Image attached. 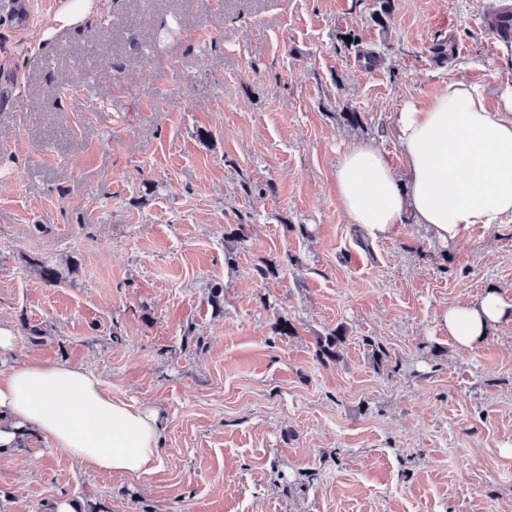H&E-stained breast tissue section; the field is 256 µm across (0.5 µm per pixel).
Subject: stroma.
<instances>
[{"label":"stroma","mask_w":512,"mask_h":512,"mask_svg":"<svg viewBox=\"0 0 512 512\" xmlns=\"http://www.w3.org/2000/svg\"><path fill=\"white\" fill-rule=\"evenodd\" d=\"M504 3L391 0L382 27L375 0H106L54 31L61 0H32L0 21V369L75 365L164 422L138 477L34 436L1 451L10 512H512V320L468 348L439 323L490 289L512 304V218L370 242L334 190L361 141L404 175L406 103L464 81L498 106L512 43L486 15ZM446 39L462 53L437 58ZM266 262L283 273L260 279ZM345 332L341 328L331 330L317 340V357L321 362L335 361L339 356L337 350L345 342Z\"/></svg>","instance_id":"obj_1"}]
</instances>
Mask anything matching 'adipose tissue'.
I'll return each mask as SVG.
<instances>
[{
  "instance_id": "ef3b65f1",
  "label": "adipose tissue",
  "mask_w": 512,
  "mask_h": 512,
  "mask_svg": "<svg viewBox=\"0 0 512 512\" xmlns=\"http://www.w3.org/2000/svg\"><path fill=\"white\" fill-rule=\"evenodd\" d=\"M395 126L406 185L377 146L352 147L339 160L336 200L350 223L374 240L409 222L423 224L448 243L474 225L512 217V86L493 109L479 86L448 83L424 106L407 103ZM510 318L512 304L490 291L478 303L444 310L439 322L468 347ZM162 431L157 409L112 399L82 368L43 362L0 371L1 448L31 433L92 469L138 476L161 466Z\"/></svg>"
}]
</instances>
